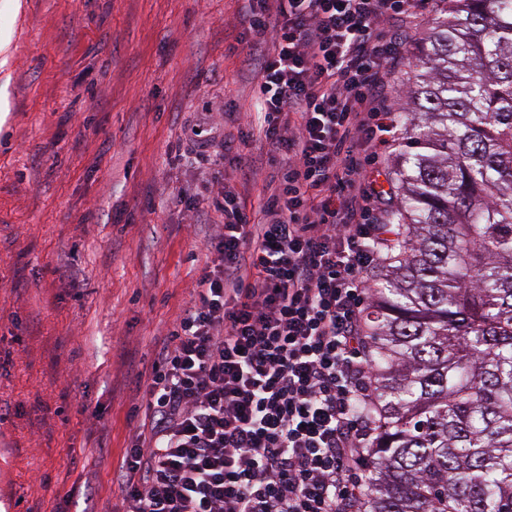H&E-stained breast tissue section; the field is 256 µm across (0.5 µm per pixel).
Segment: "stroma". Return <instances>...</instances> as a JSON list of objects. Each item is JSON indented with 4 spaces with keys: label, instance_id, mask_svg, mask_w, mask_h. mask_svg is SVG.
Instances as JSON below:
<instances>
[{
    "label": "stroma",
    "instance_id": "1",
    "mask_svg": "<svg viewBox=\"0 0 512 512\" xmlns=\"http://www.w3.org/2000/svg\"><path fill=\"white\" fill-rule=\"evenodd\" d=\"M237 0H0V512H120L113 482L148 378L211 254L181 194L230 182L213 103L249 107Z\"/></svg>",
    "mask_w": 512,
    "mask_h": 512
}]
</instances>
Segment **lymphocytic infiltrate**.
Instances as JSON below:
<instances>
[{"label":"lymphocytic infiltrate","mask_w":512,"mask_h":512,"mask_svg":"<svg viewBox=\"0 0 512 512\" xmlns=\"http://www.w3.org/2000/svg\"><path fill=\"white\" fill-rule=\"evenodd\" d=\"M420 0H241L256 84L236 117L273 169L256 216L189 203L214 260L157 351L114 473L124 512H359L373 446L366 275L392 227L372 166Z\"/></svg>","instance_id":"f902f5d3"}]
</instances>
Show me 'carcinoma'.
<instances>
[{
	"label": "carcinoma",
	"instance_id": "obj_1",
	"mask_svg": "<svg viewBox=\"0 0 512 512\" xmlns=\"http://www.w3.org/2000/svg\"><path fill=\"white\" fill-rule=\"evenodd\" d=\"M401 80L361 512H512V0H437Z\"/></svg>",
	"mask_w": 512,
	"mask_h": 512
}]
</instances>
